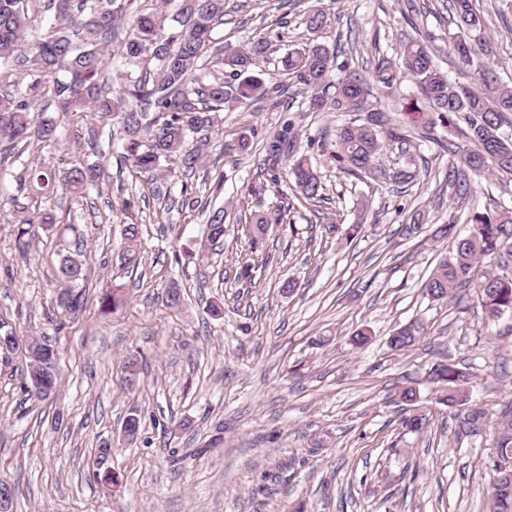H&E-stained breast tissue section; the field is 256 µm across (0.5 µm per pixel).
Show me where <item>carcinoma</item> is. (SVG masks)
<instances>
[{
  "instance_id": "obj_1",
  "label": "carcinoma",
  "mask_w": 512,
  "mask_h": 512,
  "mask_svg": "<svg viewBox=\"0 0 512 512\" xmlns=\"http://www.w3.org/2000/svg\"><path fill=\"white\" fill-rule=\"evenodd\" d=\"M41 0H0V147L21 158L34 144H51L57 139V122L32 121L29 113L45 95L51 96L56 112L67 116L87 109L93 112L92 148L99 149V130L118 125L121 161L151 183L163 168L170 166L189 177L201 166L208 146L205 133L219 122L218 114L234 111L253 100L272 99L280 85H267L254 74L260 59L267 56L268 39L259 37L241 45L216 38L224 24V0H162L153 10L130 9L133 0H48L52 23L36 22ZM173 12H167L168 6ZM448 55L479 74L475 86L448 79L434 59L431 34L403 35L393 48L395 57L385 54L367 74L352 58L336 63L335 49L319 40L328 27L329 14L322 8L305 20L307 35L278 58L280 74L301 86V111L364 114L357 124L344 120L336 128L331 144H318L328 151L345 172L384 183L407 186L419 173L410 165L382 169L375 164L380 151L393 144L408 145L411 131L421 126L425 137L434 138L436 128L460 133L467 147L448 142L446 149L460 155L448 165L444 184L448 185V220L435 237L451 244L422 283V292L434 301H452L468 288L492 317L512 312V206L499 204L490 211L475 207L478 179L491 175L498 184L512 183V132L504 130L512 114V85L496 76L489 66L486 21L475 0H450ZM127 26L120 44L121 54L130 62H154L145 76L118 90L108 86L105 52L112 45L118 24ZM223 72L220 77L217 72ZM414 85L420 103L413 104L407 124L393 125L385 112L372 104L376 86L391 88L401 78ZM294 126L286 125L263 145V169L269 181L282 177L294 181L303 198L311 203L325 200L321 176L312 157L296 148ZM292 159L281 171L283 158ZM100 164L75 163L69 167H31L15 179L10 200L33 194L49 197L60 187L81 195L96 186ZM466 214L469 234L458 237L455 228ZM226 211L215 210L209 217L206 244L224 240ZM287 208L269 206L244 209L245 233L251 245L266 239L270 229L286 223ZM54 222L43 217L37 223L26 220L13 230L14 248L19 258L29 254L30 242L38 230ZM121 262L127 268L140 263L141 225L123 227ZM498 256L496 269L478 272L484 258ZM60 272L69 287L55 299L68 315L86 303L80 289L85 279L83 263L74 257L61 260ZM424 333L423 324L410 322L389 337L395 351L406 350ZM49 343L41 389L25 374L23 389L34 399L49 396L58 386L59 357L54 339ZM437 403L448 407L469 432L480 434L488 425L486 411L470 403L468 376L448 366L435 373ZM403 432L421 434L428 419L416 410L401 420ZM494 451L486 468L490 476V512H512V481L504 480L500 464L512 463V403L505 405L493 424Z\"/></svg>"
}]
</instances>
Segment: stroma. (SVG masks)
I'll return each mask as SVG.
<instances>
[{
    "label": "stroma",
    "mask_w": 512,
    "mask_h": 512,
    "mask_svg": "<svg viewBox=\"0 0 512 512\" xmlns=\"http://www.w3.org/2000/svg\"><path fill=\"white\" fill-rule=\"evenodd\" d=\"M414 25L402 18L404 0H226L221 41L253 36L272 40L257 66L277 77V60L305 32L311 9L329 12L322 40L338 58L367 64L391 51L400 34L417 27L435 38V60L450 79L474 82L473 69L452 61L443 42L448 0H424ZM486 17L490 60L512 80V10L504 0H478ZM56 118L58 141L27 152L65 167L89 159L92 116H57L54 108L33 121ZM194 176L163 179L168 199L132 177L119 146L102 161L97 187L83 197L58 192L52 199L10 203L21 162L0 159V321L19 339L56 335L61 382L56 394L29 400L22 389L26 358L0 357V482L16 490L15 512H489L485 467L491 432L465 436L457 418L432 402V373L453 363L471 375L470 396L489 417L512 400V312L489 317L470 294L435 302L421 285L448 243L432 236L446 222L441 183L450 156L433 140L417 138L408 152L386 147L378 166L416 167L407 188L376 184L322 156L318 166L326 200L311 205L292 183L267 186L246 197L260 176L265 136L293 120L300 148L333 140L336 115L300 112L262 100L223 112ZM249 132V152L225 156V141ZM221 193H214L216 174ZM135 198L142 228L137 269H121L123 216L118 204ZM192 199L193 207L183 206ZM251 208L280 203L289 225L270 230L251 247L238 222L242 201ZM365 212H357V201ZM227 213L224 243L201 250L207 218ZM425 215L420 234L403 228ZM72 223L63 237L36 235L27 259L14 251L12 227L42 213ZM363 222L355 238L327 233V223ZM82 250L87 301L77 318L61 320L54 290L62 284L63 251ZM253 258V283L235 276L239 260ZM293 280L283 292L284 280ZM117 285L124 306L99 304L102 289ZM182 288L180 308L164 306L168 286ZM224 306L211 316V303ZM426 334L406 351L387 345L409 321ZM64 330H57V323ZM369 328L366 347L354 333ZM144 357L137 385L127 386L122 363ZM412 386L429 420L419 435L403 434L411 406L400 402ZM142 413L138 439L119 441L131 408ZM111 441L107 466L117 485L93 480V451Z\"/></svg>",
    "instance_id": "stroma-1"
}]
</instances>
